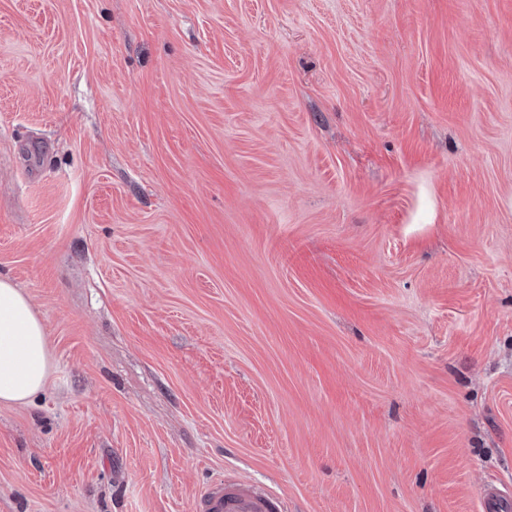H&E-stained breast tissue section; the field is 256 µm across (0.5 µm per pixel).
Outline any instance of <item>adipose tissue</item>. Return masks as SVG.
<instances>
[{
  "label": "adipose tissue",
  "mask_w": 512,
  "mask_h": 512,
  "mask_svg": "<svg viewBox=\"0 0 512 512\" xmlns=\"http://www.w3.org/2000/svg\"><path fill=\"white\" fill-rule=\"evenodd\" d=\"M50 368L42 320L29 298L0 276V402L30 400L45 388Z\"/></svg>",
  "instance_id": "ef3b65f1"
}]
</instances>
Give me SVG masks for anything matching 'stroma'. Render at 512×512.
<instances>
[{
  "instance_id": "stroma-1",
  "label": "stroma",
  "mask_w": 512,
  "mask_h": 512,
  "mask_svg": "<svg viewBox=\"0 0 512 512\" xmlns=\"http://www.w3.org/2000/svg\"><path fill=\"white\" fill-rule=\"evenodd\" d=\"M0 275L52 359L0 512H480L512 0H0ZM200 512H281L279 501L270 493L248 482L220 485L201 497Z\"/></svg>"
}]
</instances>
